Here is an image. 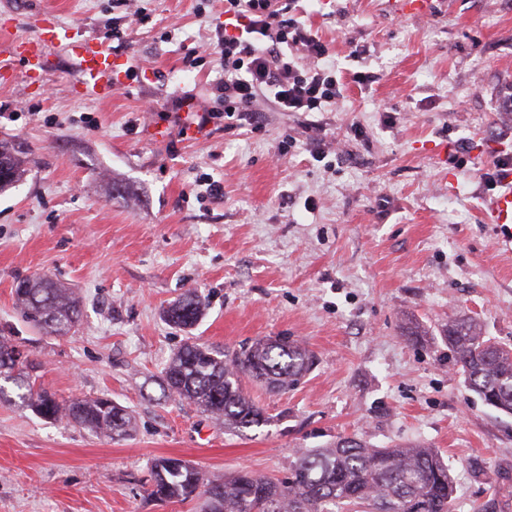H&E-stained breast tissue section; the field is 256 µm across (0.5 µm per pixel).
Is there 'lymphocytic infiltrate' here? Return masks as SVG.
I'll return each instance as SVG.
<instances>
[{
    "label": "lymphocytic infiltrate",
    "mask_w": 512,
    "mask_h": 512,
    "mask_svg": "<svg viewBox=\"0 0 512 512\" xmlns=\"http://www.w3.org/2000/svg\"><path fill=\"white\" fill-rule=\"evenodd\" d=\"M291 0H224V36L208 48L224 68L217 108L197 128L238 112H320L341 95L329 45L292 15Z\"/></svg>",
    "instance_id": "1"
}]
</instances>
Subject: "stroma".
<instances>
[{"instance_id":"stroma-1","label":"stroma","mask_w":512,"mask_h":512,"mask_svg":"<svg viewBox=\"0 0 512 512\" xmlns=\"http://www.w3.org/2000/svg\"><path fill=\"white\" fill-rule=\"evenodd\" d=\"M112 2L0 0V26L45 58L37 78L18 60L0 78V140L23 168L0 190V336L44 388L110 398L133 429L117 441L41 419L0 382V512H196L149 496L157 459L284 481L353 435L438 450L455 512H512V416L466 388L443 338L464 314L512 346V249L480 179L512 154V0H435L425 16L298 0L333 53L335 107L202 132L181 131L171 104L223 78L218 61L184 58L223 33L224 0ZM51 15L125 57L127 86L82 95L70 52L43 40ZM37 276L78 297L73 333L22 320L15 285ZM190 289L205 311L186 333L162 310ZM189 337L217 350L281 337L316 363L281 394L245 382L268 421L230 432L155 382Z\"/></svg>"}]
</instances>
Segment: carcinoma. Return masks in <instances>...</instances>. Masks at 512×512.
<instances>
[{"label":"carcinoma","mask_w":512,"mask_h":512,"mask_svg":"<svg viewBox=\"0 0 512 512\" xmlns=\"http://www.w3.org/2000/svg\"><path fill=\"white\" fill-rule=\"evenodd\" d=\"M0 188L17 181L20 159L0 142ZM21 316L33 327L61 336L78 320L76 300L67 289L41 278L24 279L14 288ZM203 302L191 290L165 311L166 321L180 330L196 326ZM454 365L467 388L486 406L512 414V348L485 335L469 317L448 320L444 330ZM313 355L298 343L259 339L238 351H219L186 342L161 371L163 395L184 400L224 427L243 431L266 421L264 409L247 395L243 380L277 391L293 387L310 371ZM0 378L25 390L26 406L39 417L67 420L112 439L130 431L132 418L103 398L59 399L37 386L28 357L18 346L0 339ZM205 495L204 512H346L363 505L366 512H453L454 482L448 464L433 448L422 445L376 448L345 437L331 448L299 457L288 483L242 469L228 479H206L197 467L176 457H163L152 467L150 495L156 500Z\"/></svg>","instance_id":"1"}]
</instances>
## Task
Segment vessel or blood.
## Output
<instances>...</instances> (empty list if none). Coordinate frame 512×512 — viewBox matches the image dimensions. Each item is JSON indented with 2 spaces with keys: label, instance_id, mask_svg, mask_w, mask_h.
I'll return each instance as SVG.
<instances>
[{
  "label": "vessel or blood",
  "instance_id": "b4317fda",
  "mask_svg": "<svg viewBox=\"0 0 512 512\" xmlns=\"http://www.w3.org/2000/svg\"><path fill=\"white\" fill-rule=\"evenodd\" d=\"M48 34L53 42L69 47L81 71V88L85 93L99 94L123 82V64L110 52L90 42H71L70 29L66 26H49ZM0 41L6 43L10 57L22 61L27 71L41 70L43 54L39 45L13 39L5 26L0 27ZM489 213L493 223L512 224V176L504 180L501 190L493 197Z\"/></svg>",
  "mask_w": 512,
  "mask_h": 512
}]
</instances>
